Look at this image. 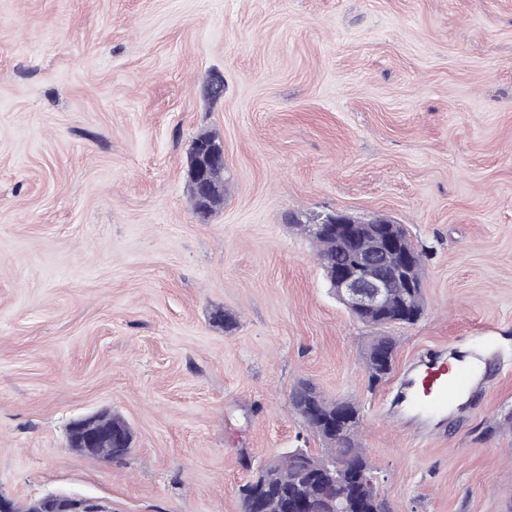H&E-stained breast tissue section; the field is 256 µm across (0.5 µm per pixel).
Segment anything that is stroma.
<instances>
[{
  "label": "stroma",
  "instance_id": "obj_1",
  "mask_svg": "<svg viewBox=\"0 0 512 512\" xmlns=\"http://www.w3.org/2000/svg\"><path fill=\"white\" fill-rule=\"evenodd\" d=\"M206 130L227 191L202 219L183 162ZM329 210L425 255L375 387L374 329L291 223ZM451 350L495 373L417 435L396 396ZM303 379L358 402L390 512H512V0H0V496L239 512L253 468L321 448ZM97 411L130 456L67 448ZM397 354V341L394 336L379 333L372 336L365 350V365L369 375V385H377L388 378L394 368ZM390 356L392 366L386 367L381 356Z\"/></svg>",
  "mask_w": 512,
  "mask_h": 512
}]
</instances>
